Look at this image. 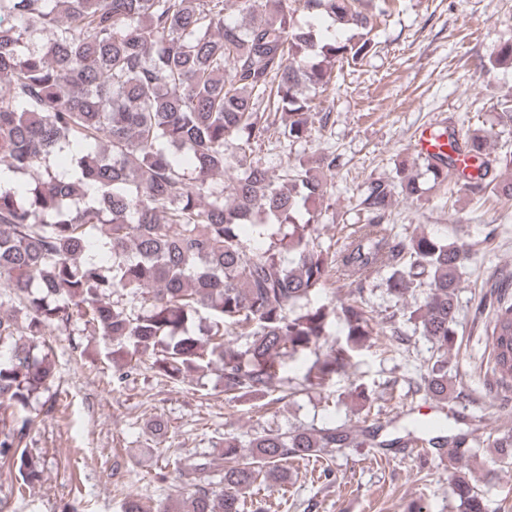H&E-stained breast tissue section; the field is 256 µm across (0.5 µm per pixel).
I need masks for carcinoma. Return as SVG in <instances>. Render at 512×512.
<instances>
[{
  "mask_svg": "<svg viewBox=\"0 0 512 512\" xmlns=\"http://www.w3.org/2000/svg\"><path fill=\"white\" fill-rule=\"evenodd\" d=\"M393 0H0V457L25 486L42 470L28 448L34 425L55 417L47 399L59 377L49 345L37 337L81 321L109 345L120 369L141 358L173 378L217 366L224 392L264 399L289 396L282 374L298 354L316 358L302 385L321 387L346 372L352 353L384 335L357 295L366 274L385 273L401 297L414 288L424 303L403 313L437 345L424 377L430 399L448 402V351L457 339L459 270L467 244L430 232L391 234L393 198L419 195L402 163L390 181L361 190L365 223L335 242L321 238L328 192L314 168L281 166L273 175L252 156L270 137L306 140L317 106L301 87L327 89L338 62L373 53L377 19ZM328 18L343 37L318 35L298 14ZM47 33L45 43L32 41ZM492 66L512 68V40L498 45ZM280 112L281 124L269 121ZM450 152L430 157L435 183L448 178L473 194L491 190L512 201V151L494 155L490 132L444 129ZM233 171L230 195L224 172ZM39 176L29 185L17 177ZM267 236L245 240L246 227ZM355 287L332 308L319 301L331 278ZM205 324L193 329L196 317ZM341 314L345 342L330 340ZM485 318L496 383H512V292L487 305ZM246 337L243 347L228 339ZM344 424L269 429L247 442H218L224 468L214 490L201 479L214 459L178 465L193 494L157 512H246L257 481L279 483L290 458L317 457L327 448L371 445ZM432 448H466L467 435L439 433ZM497 462L512 464V430L492 438ZM249 452L243 453L241 449ZM448 493L458 512H492L488 491L458 470L448 454Z\"/></svg>",
  "mask_w": 512,
  "mask_h": 512,
  "instance_id": "1",
  "label": "carcinoma"
}]
</instances>
